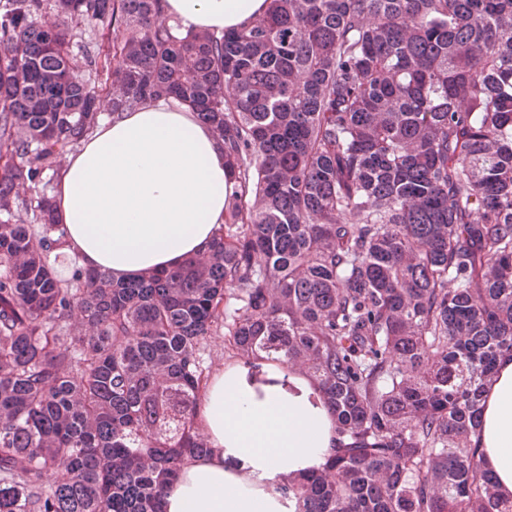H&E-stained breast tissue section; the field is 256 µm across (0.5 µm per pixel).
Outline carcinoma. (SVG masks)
<instances>
[{"instance_id": "cac0c4a2", "label": "carcinoma", "mask_w": 512, "mask_h": 512, "mask_svg": "<svg viewBox=\"0 0 512 512\" xmlns=\"http://www.w3.org/2000/svg\"><path fill=\"white\" fill-rule=\"evenodd\" d=\"M161 2L55 0L111 29L99 85L41 0L0 10V512H165L210 451L221 322L336 426L325 467L279 486L294 512H512L472 444L512 354V0H267L220 35ZM104 96L114 117L175 100L224 140V227L163 274L57 253L47 175Z\"/></svg>"}]
</instances>
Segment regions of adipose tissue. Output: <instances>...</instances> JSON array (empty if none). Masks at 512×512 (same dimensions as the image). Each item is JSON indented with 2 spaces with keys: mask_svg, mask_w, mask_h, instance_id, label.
I'll return each mask as SVG.
<instances>
[{
  "mask_svg": "<svg viewBox=\"0 0 512 512\" xmlns=\"http://www.w3.org/2000/svg\"><path fill=\"white\" fill-rule=\"evenodd\" d=\"M187 29L220 33L246 24L265 0H162ZM230 172L224 142L188 108L149 101L121 118L99 120L70 153L51 196L64 225L62 252L85 268L133 280L207 249L224 222ZM249 379L241 365L203 382L194 421L211 446L185 464L165 495L166 512H292L277 486L319 469L335 425L313 381L300 374ZM484 469L512 494V355L502 356L484 394L474 438Z\"/></svg>",
  "mask_w": 512,
  "mask_h": 512,
  "instance_id": "1",
  "label": "adipose tissue"
}]
</instances>
